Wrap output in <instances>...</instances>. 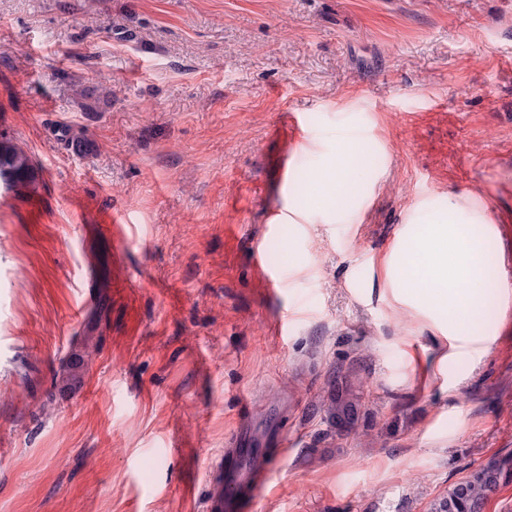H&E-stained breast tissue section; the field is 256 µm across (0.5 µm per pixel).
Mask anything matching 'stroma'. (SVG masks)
<instances>
[{"mask_svg": "<svg viewBox=\"0 0 512 512\" xmlns=\"http://www.w3.org/2000/svg\"><path fill=\"white\" fill-rule=\"evenodd\" d=\"M352 136L354 195L310 197ZM0 141V512H205L233 442L275 462L248 512H427L512 456V304L441 364L382 261L459 197L512 284V0H0ZM30 172V160L22 150L8 143H0V175L9 174L21 183L29 177ZM332 402L336 405V423L351 422L355 418L356 403L350 397L347 388L336 387V394L332 395Z\"/></svg>", "mask_w": 512, "mask_h": 512, "instance_id": "stroma-1", "label": "stroma"}]
</instances>
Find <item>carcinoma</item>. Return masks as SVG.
Instances as JSON below:
<instances>
[{"instance_id":"carcinoma-1","label":"carcinoma","mask_w":512,"mask_h":512,"mask_svg":"<svg viewBox=\"0 0 512 512\" xmlns=\"http://www.w3.org/2000/svg\"><path fill=\"white\" fill-rule=\"evenodd\" d=\"M30 172V160L22 150L8 143H0V175L6 173L21 183L29 177ZM332 402L336 405V423L354 420L356 403L348 389L336 387ZM511 477L512 462L492 459L470 471L449 487L445 494L433 499L429 512H483L490 494Z\"/></svg>"}]
</instances>
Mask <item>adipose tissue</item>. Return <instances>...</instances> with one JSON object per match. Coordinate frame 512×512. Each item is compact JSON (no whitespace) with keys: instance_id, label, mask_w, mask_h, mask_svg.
I'll use <instances>...</instances> for the list:
<instances>
[{"instance_id":"obj_1","label":"adipose tissue","mask_w":512,"mask_h":512,"mask_svg":"<svg viewBox=\"0 0 512 512\" xmlns=\"http://www.w3.org/2000/svg\"><path fill=\"white\" fill-rule=\"evenodd\" d=\"M493 237L482 215L452 199L447 213L427 216L424 228L403 234L385 258L407 293L429 296L435 311L446 316L449 345L441 359L455 357L465 347L481 351L488 341L480 333L479 319Z\"/></svg>"}]
</instances>
